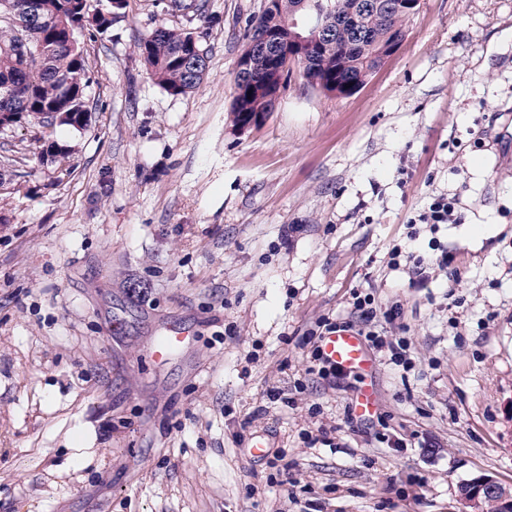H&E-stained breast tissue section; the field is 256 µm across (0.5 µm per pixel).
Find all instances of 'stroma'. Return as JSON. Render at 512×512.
<instances>
[{
	"label": "stroma",
	"instance_id": "35a3bbf8",
	"mask_svg": "<svg viewBox=\"0 0 512 512\" xmlns=\"http://www.w3.org/2000/svg\"><path fill=\"white\" fill-rule=\"evenodd\" d=\"M128 2L87 126L0 131V512H468L467 480L512 488V0H422L355 93L295 70L243 128L264 0H208L209 71L180 96L135 43L182 17ZM433 194L460 222L410 227ZM412 233L448 249L422 282L389 263ZM357 292L376 366L320 375L310 334L360 327ZM173 326L194 339L156 366Z\"/></svg>",
	"mask_w": 512,
	"mask_h": 512
}]
</instances>
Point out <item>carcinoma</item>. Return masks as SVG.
<instances>
[{"mask_svg":"<svg viewBox=\"0 0 512 512\" xmlns=\"http://www.w3.org/2000/svg\"><path fill=\"white\" fill-rule=\"evenodd\" d=\"M86 0H40L45 8L31 27V53L20 50L19 28L0 19V85L18 75L30 90L31 105L27 117L40 120L58 103L68 104L67 111L78 115L87 105L85 88L90 82L87 43L112 36L111 20ZM304 7L297 17L314 19L317 33L313 53L306 60L293 58L295 50L283 46L276 63L260 53L254 58L250 77L235 78L231 112L237 127H243L265 105L249 98L250 83L263 77L268 68L290 72L296 65L311 82L319 84L351 81L364 68L376 69L372 58L375 44L385 38L391 27L401 36L408 33L410 13H401L387 21L379 0H267L262 14L247 24L245 37L264 29H281L299 3ZM168 11L181 15L186 24L161 25L139 38L138 55L151 79L172 96L185 95L202 83L208 72L209 56L199 60L194 69L184 65V55L193 50L195 32L190 23L206 15L207 0H168Z\"/></svg>","mask_w":512,"mask_h":512,"instance_id":"obj_1","label":"carcinoma"}]
</instances>
